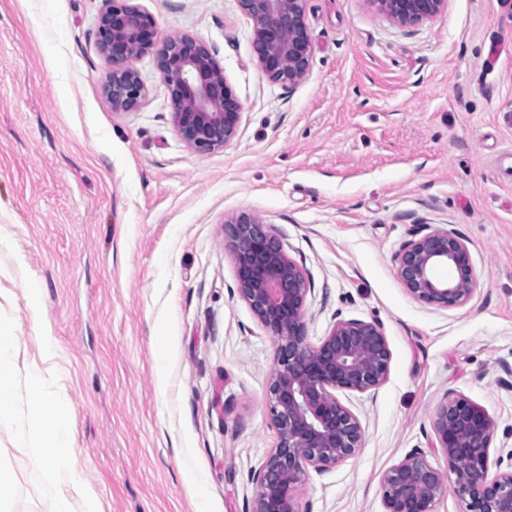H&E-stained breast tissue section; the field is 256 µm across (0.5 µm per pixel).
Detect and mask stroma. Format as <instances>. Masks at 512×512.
Segmentation results:
<instances>
[{
	"mask_svg": "<svg viewBox=\"0 0 512 512\" xmlns=\"http://www.w3.org/2000/svg\"><path fill=\"white\" fill-rule=\"evenodd\" d=\"M161 36L190 34L243 104L236 140L177 135L152 57L141 107L99 79L102 0H0V320L19 370L56 340L51 393L101 512H249L274 448L271 340L236 293L224 221L270 224L312 291L308 336L378 321L391 350L375 395L344 393L363 445L310 471L301 512H384L383 473L432 445L449 396L481 405L492 456L512 453V0H447L401 28L367 0H306L307 77L270 83L238 0H133ZM464 239L477 287L459 307L416 300L395 257L415 231ZM41 291L31 307L27 291ZM165 375V394L157 377ZM38 449L0 430L12 512H53ZM191 457L203 485L185 480Z\"/></svg>",
	"mask_w": 512,
	"mask_h": 512,
	"instance_id": "1",
	"label": "stroma"
}]
</instances>
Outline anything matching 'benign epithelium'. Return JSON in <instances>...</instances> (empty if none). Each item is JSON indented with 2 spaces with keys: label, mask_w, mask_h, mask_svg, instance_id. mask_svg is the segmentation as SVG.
<instances>
[{
  "label": "benign epithelium",
  "mask_w": 512,
  "mask_h": 512,
  "mask_svg": "<svg viewBox=\"0 0 512 512\" xmlns=\"http://www.w3.org/2000/svg\"><path fill=\"white\" fill-rule=\"evenodd\" d=\"M96 29L99 54L108 69L102 93L116 112L137 110L145 85L134 66L150 55L167 91L171 120L180 139L199 152L232 144L243 104L211 49L191 34L161 38L155 18L132 0H102ZM305 0H238L252 20L259 68L273 84L293 87L310 67ZM399 27L437 17L446 0H367ZM224 238L236 266V291L271 339L275 370L268 387L267 414L277 443L253 474L256 494L250 512H301L296 491L309 470H325L362 447L358 417L337 393L364 394L386 380L391 351L377 321L338 319L313 343L305 310L311 292L301 266L262 219L241 214L224 221ZM397 274L418 301L442 308L464 305L476 287L465 241L434 230L407 241L396 256ZM447 267L451 276L436 277ZM433 431L448 470L432 467L416 450L381 479L384 512H435L452 483L465 512H512V453L490 473L492 420L465 398L446 399L437 408Z\"/></svg>",
  "instance_id": "1"
}]
</instances>
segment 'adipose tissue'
Masks as SVG:
<instances>
[{
    "mask_svg": "<svg viewBox=\"0 0 512 512\" xmlns=\"http://www.w3.org/2000/svg\"><path fill=\"white\" fill-rule=\"evenodd\" d=\"M12 327L0 323V429L15 430L26 447L40 449V467L54 484H68L72 495H58L54 512H100L94 492L73 465L72 417L64 396L49 395L40 368L18 376Z\"/></svg>",
    "mask_w": 512,
    "mask_h": 512,
    "instance_id": "1",
    "label": "adipose tissue"
}]
</instances>
